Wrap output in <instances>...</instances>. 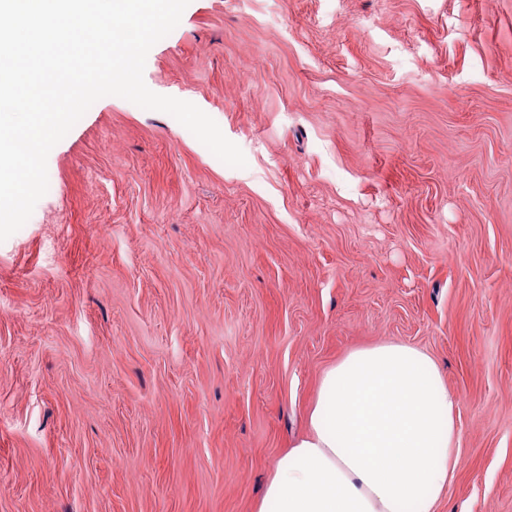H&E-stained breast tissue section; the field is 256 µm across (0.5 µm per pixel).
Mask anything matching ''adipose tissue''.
Here are the masks:
<instances>
[{"label": "adipose tissue", "instance_id": "1", "mask_svg": "<svg viewBox=\"0 0 512 512\" xmlns=\"http://www.w3.org/2000/svg\"><path fill=\"white\" fill-rule=\"evenodd\" d=\"M460 399L402 343L349 352L322 376L307 433L259 512H435L461 462Z\"/></svg>", "mask_w": 512, "mask_h": 512}]
</instances>
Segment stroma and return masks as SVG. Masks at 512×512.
<instances>
[{
    "instance_id": "35a3bbf8",
    "label": "stroma",
    "mask_w": 512,
    "mask_h": 512,
    "mask_svg": "<svg viewBox=\"0 0 512 512\" xmlns=\"http://www.w3.org/2000/svg\"><path fill=\"white\" fill-rule=\"evenodd\" d=\"M247 165L96 101L0 242V512H257L350 351H427L512 512V0H190L149 51Z\"/></svg>"
}]
</instances>
